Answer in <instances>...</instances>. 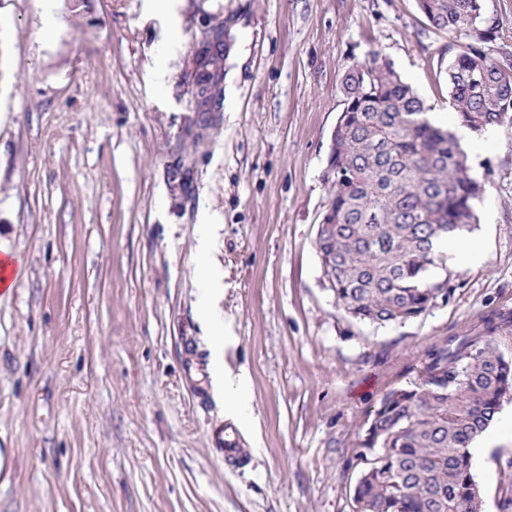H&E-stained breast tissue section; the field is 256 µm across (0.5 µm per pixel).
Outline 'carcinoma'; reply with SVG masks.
<instances>
[{
	"label": "carcinoma",
	"mask_w": 512,
	"mask_h": 512,
	"mask_svg": "<svg viewBox=\"0 0 512 512\" xmlns=\"http://www.w3.org/2000/svg\"><path fill=\"white\" fill-rule=\"evenodd\" d=\"M430 24L461 41L448 69L457 125L480 133L512 122V51L493 59L481 44L499 23L483 0H418ZM195 80L197 112L224 74V51H205ZM344 109L329 158L330 199L315 248L336 305L352 321L404 324L447 303L452 274L435 277L437 248L470 232L483 185L451 128L427 108L391 61L375 54L342 79ZM512 317L434 345L418 383L385 392L360 439L365 468L353 491L358 512H481L470 444L512 396Z\"/></svg>",
	"instance_id": "1"
}]
</instances>
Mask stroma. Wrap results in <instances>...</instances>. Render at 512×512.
I'll use <instances>...</instances> for the list:
<instances>
[{"instance_id":"1","label":"stroma","mask_w":512,"mask_h":512,"mask_svg":"<svg viewBox=\"0 0 512 512\" xmlns=\"http://www.w3.org/2000/svg\"><path fill=\"white\" fill-rule=\"evenodd\" d=\"M212 18L232 42L196 142ZM375 53L452 125L457 48L417 0H0V254L20 267L0 288V512H354L381 395L512 313L510 122L463 145L484 193L458 245L481 256L451 301L385 327L337 308L314 242L341 82ZM228 424L247 468L224 460ZM488 434L481 512H512V399Z\"/></svg>"}]
</instances>
